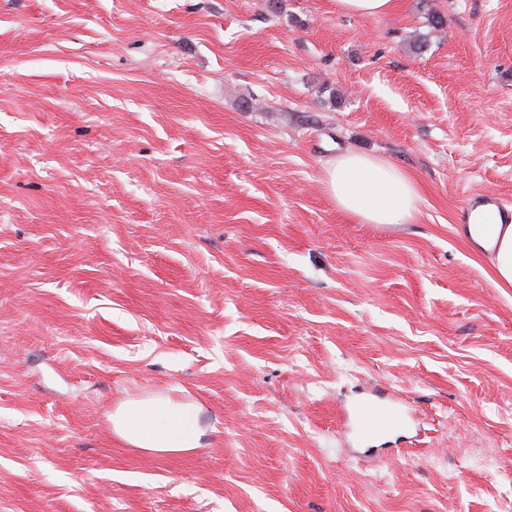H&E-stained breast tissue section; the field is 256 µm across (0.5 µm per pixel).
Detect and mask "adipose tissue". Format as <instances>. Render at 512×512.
<instances>
[{"label": "adipose tissue", "instance_id": "1", "mask_svg": "<svg viewBox=\"0 0 512 512\" xmlns=\"http://www.w3.org/2000/svg\"><path fill=\"white\" fill-rule=\"evenodd\" d=\"M323 181L339 209L361 223L407 224L417 213L416 182L387 158L347 152L326 163ZM462 233L475 250L490 255L497 285L512 286V224L491 236L477 224L466 225ZM112 426L127 442L153 452L199 445L197 409L188 402L128 401L113 413Z\"/></svg>", "mask_w": 512, "mask_h": 512}]
</instances>
